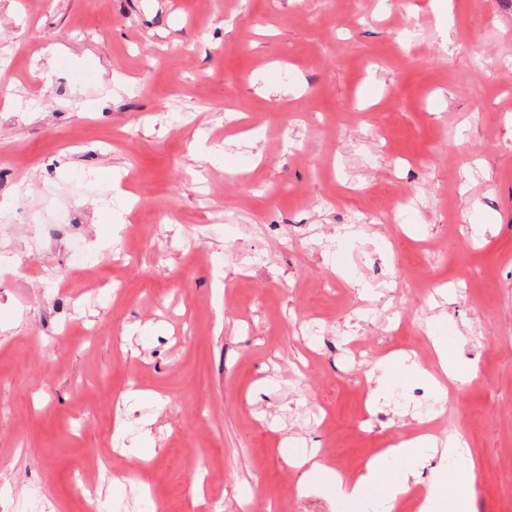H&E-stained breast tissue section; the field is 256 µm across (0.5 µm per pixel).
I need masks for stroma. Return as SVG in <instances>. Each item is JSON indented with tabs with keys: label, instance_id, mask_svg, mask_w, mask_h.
I'll list each match as a JSON object with an SVG mask.
<instances>
[{
	"label": "stroma",
	"instance_id": "1",
	"mask_svg": "<svg viewBox=\"0 0 512 512\" xmlns=\"http://www.w3.org/2000/svg\"><path fill=\"white\" fill-rule=\"evenodd\" d=\"M0 77V512H336L290 449L431 411L512 512V0H0ZM436 321L477 379L364 405Z\"/></svg>",
	"mask_w": 512,
	"mask_h": 512
}]
</instances>
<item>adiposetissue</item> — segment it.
Instances as JSON below:
<instances>
[{"label": "adipose tissue", "mask_w": 512, "mask_h": 512, "mask_svg": "<svg viewBox=\"0 0 512 512\" xmlns=\"http://www.w3.org/2000/svg\"><path fill=\"white\" fill-rule=\"evenodd\" d=\"M430 340L438 372L432 373L407 363L398 355L388 356L377 366L379 375L374 389L375 398L388 395L392 384L409 380L431 384L442 395L447 384L462 386L476 379V369L456 361L454 340L445 328H432ZM436 445V439L428 434L399 441L372 458L353 482L324 462L299 453L289 454L288 464L300 470L301 483L326 485L343 512H395L400 500L411 490L409 473L418 463L422 449ZM463 452L460 437L449 438L444 453L457 459L458 464L453 469L436 472L428 482L422 512H476L477 466L474 461L463 460Z\"/></svg>", "instance_id": "ef3b65f1"}]
</instances>
